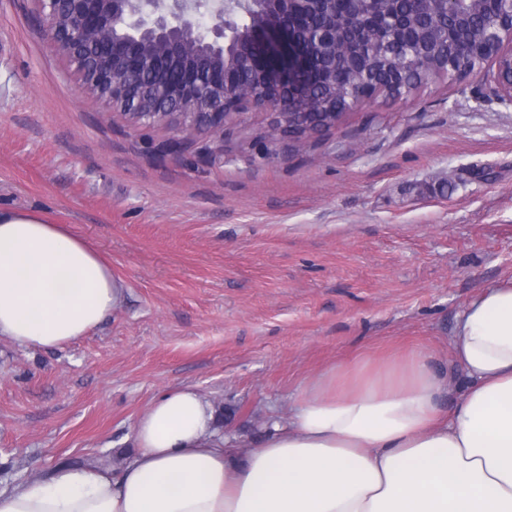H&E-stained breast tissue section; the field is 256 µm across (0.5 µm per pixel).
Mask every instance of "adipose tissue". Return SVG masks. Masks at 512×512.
<instances>
[{"mask_svg":"<svg viewBox=\"0 0 512 512\" xmlns=\"http://www.w3.org/2000/svg\"><path fill=\"white\" fill-rule=\"evenodd\" d=\"M122 297L82 239L0 211L1 336L60 347ZM452 362L469 386L447 410L425 351L329 367L240 456L217 432L213 404L176 388L137 418L119 476L62 466L0 489V512H512V286L458 316Z\"/></svg>","mask_w":512,"mask_h":512,"instance_id":"adipose-tissue-1","label":"adipose tissue"}]
</instances>
